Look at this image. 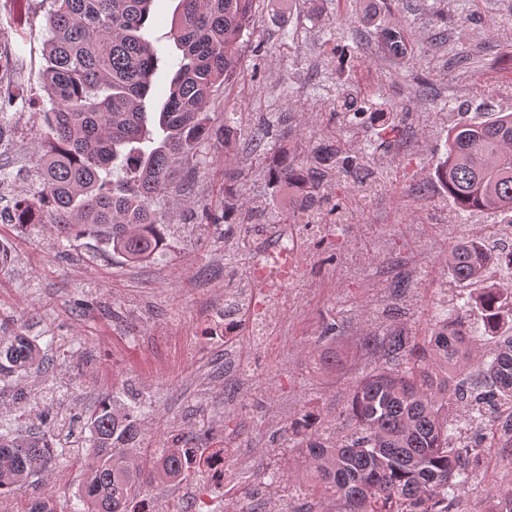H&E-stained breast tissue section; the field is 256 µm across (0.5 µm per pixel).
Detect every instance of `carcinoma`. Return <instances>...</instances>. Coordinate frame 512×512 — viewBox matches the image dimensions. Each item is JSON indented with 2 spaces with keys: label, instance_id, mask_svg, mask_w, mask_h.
I'll list each match as a JSON object with an SVG mask.
<instances>
[{
  "label": "carcinoma",
  "instance_id": "cac0c4a2",
  "mask_svg": "<svg viewBox=\"0 0 512 512\" xmlns=\"http://www.w3.org/2000/svg\"><path fill=\"white\" fill-rule=\"evenodd\" d=\"M48 2L42 190L13 209L14 223L50 224L60 239H93L131 262L163 263L169 253L156 201L171 190L176 166L196 169L206 143L229 146L210 106L236 72L254 0H180L171 36L182 57L159 112L158 142L145 106L158 62L147 38L154 0ZM363 111L346 93L334 116L345 124ZM315 155L318 167L303 169L279 154L268 176L321 207L328 186L356 173L358 157L330 143ZM435 179L462 213L512 212V113L451 125ZM493 260L482 235L456 241L449 274L475 292L434 314L426 336L395 327L361 337L379 364L354 383L350 433L322 438L311 430L310 409L290 423L308 467L295 512H451L479 467L476 449L453 441L457 423L473 413L493 427L490 407L512 418V287L488 281ZM483 341L492 343L486 357ZM41 366L29 337L0 336V376ZM85 427L92 463L78 493L84 512H145L143 468L132 452L137 413L103 400ZM55 445V435L40 428L0 432V494L45 472ZM200 455L166 448L150 476L180 483ZM489 499V512H512V486L489 491Z\"/></svg>",
  "mask_w": 512,
  "mask_h": 512
}]
</instances>
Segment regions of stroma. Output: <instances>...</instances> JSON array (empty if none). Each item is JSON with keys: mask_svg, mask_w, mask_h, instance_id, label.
<instances>
[{"mask_svg": "<svg viewBox=\"0 0 512 512\" xmlns=\"http://www.w3.org/2000/svg\"><path fill=\"white\" fill-rule=\"evenodd\" d=\"M179 0H154L148 37L161 58L153 77L151 112L165 102L179 52L170 36ZM45 0H9L0 9V35L18 41L24 76L14 85L27 106L18 107L0 138V169L10 176L0 187V211L27 196L46 130L47 95L39 82L46 66ZM401 31L406 56L385 47L389 31ZM243 39L246 51L237 78L226 82L211 104L216 119L227 122L225 141L204 148L206 160L194 174L193 210L227 214L224 180L241 175L237 196L244 209L262 205L260 223L273 226L297 196L268 185L264 156L251 149L268 119L283 112L287 125L273 128L274 150L289 160L316 167L313 148L331 141L337 128L332 110L349 78L352 63L368 72V91L376 110L395 113L410 133L415 155L400 159L382 126L364 138L381 144L364 158L374 190L369 203L348 193L339 200L348 218L345 233L362 252L364 273L375 285L395 277L402 255L419 257L420 280L406 295L390 292L377 304L371 288L347 282L337 265L335 289L314 291L284 313V345L277 358L263 362L257 383L225 382L224 340L209 338L208 316L236 284L242 263L234 238L220 224L197 225L177 195L159 200L165 213L166 263H130L86 240H58L49 227L0 223V336L21 331L35 340L50 368L18 372L0 379V417L13 426L45 424L62 440L61 461L28 485L0 496L6 512H27L32 496L48 493L56 512H76L77 492L86 477L77 445L66 433L73 415H85L105 398L135 408L140 415L143 456L190 434L213 444L224 436V417L238 400L252 401L255 412L238 419V453L246 465L236 486L258 481L269 463L282 472L303 475V460L288 426L308 400L320 402L337 429L347 420L344 406L352 378L374 368L359 338L368 326L391 321L424 332L442 290L460 295L448 273L446 255L434 229L456 225L457 237L486 232L488 225L512 222L492 211L458 214L434 178L445 151L448 126L461 118L486 120L512 112V0H256ZM456 110H448V102ZM415 224L419 232L407 238ZM376 226L383 251L366 250L367 226ZM336 326L330 344L336 370L318 371L310 353L327 323ZM512 485V454L496 451V463L469 485L460 512H488V491ZM236 486L214 488L217 504L231 502Z\"/></svg>", "mask_w": 512, "mask_h": 512, "instance_id": "obj_1", "label": "stroma"}]
</instances>
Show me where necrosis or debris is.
Listing matches in <instances>:
<instances>
[{"instance_id": "obj_1", "label": "necrosis or debris", "mask_w": 512, "mask_h": 512, "mask_svg": "<svg viewBox=\"0 0 512 512\" xmlns=\"http://www.w3.org/2000/svg\"><path fill=\"white\" fill-rule=\"evenodd\" d=\"M301 217V223L277 225L271 242H264V230L257 225L238 241L246 261L243 282L240 287L226 289L223 304L213 312L216 334L231 347L228 366L237 379L256 378L255 356H267L282 346L281 314L303 297L309 286L302 272L313 259L311 242L328 244L346 259L349 279L361 275L352 246L344 238L343 225L325 223L318 210L302 212ZM236 442L234 427L225 426L223 447L210 449L195 481L181 484L191 512H211V500L202 495V488L234 484L233 464L223 449Z\"/></svg>"}]
</instances>
